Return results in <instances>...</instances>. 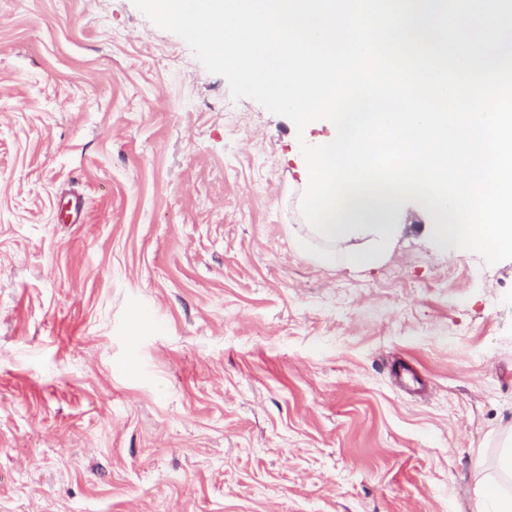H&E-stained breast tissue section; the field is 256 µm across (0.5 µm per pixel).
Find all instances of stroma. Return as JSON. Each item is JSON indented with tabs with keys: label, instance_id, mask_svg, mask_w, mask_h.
Listing matches in <instances>:
<instances>
[{
	"label": "stroma",
	"instance_id": "stroma-1",
	"mask_svg": "<svg viewBox=\"0 0 512 512\" xmlns=\"http://www.w3.org/2000/svg\"><path fill=\"white\" fill-rule=\"evenodd\" d=\"M297 132L133 0H0V512H484L512 260L304 233Z\"/></svg>",
	"mask_w": 512,
	"mask_h": 512
}]
</instances>
